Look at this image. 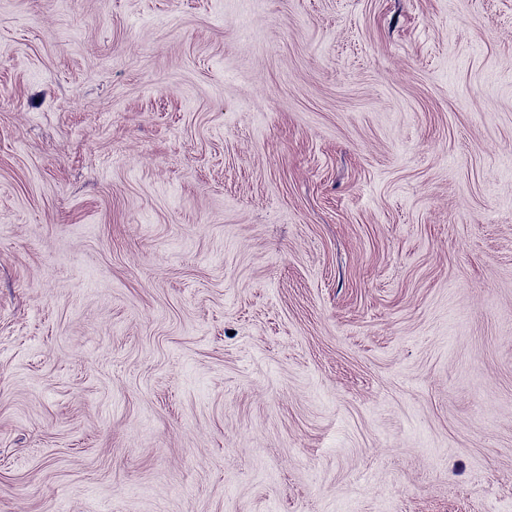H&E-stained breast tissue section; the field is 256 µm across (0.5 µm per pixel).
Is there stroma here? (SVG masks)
Instances as JSON below:
<instances>
[{
  "label": "stroma",
  "instance_id": "obj_1",
  "mask_svg": "<svg viewBox=\"0 0 512 512\" xmlns=\"http://www.w3.org/2000/svg\"><path fill=\"white\" fill-rule=\"evenodd\" d=\"M512 512V0H0V512Z\"/></svg>",
  "mask_w": 512,
  "mask_h": 512
}]
</instances>
